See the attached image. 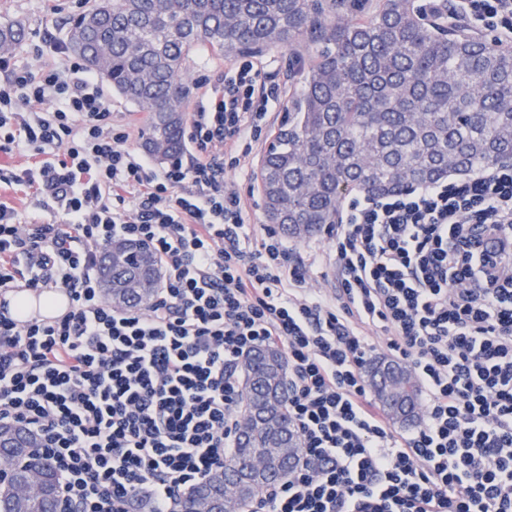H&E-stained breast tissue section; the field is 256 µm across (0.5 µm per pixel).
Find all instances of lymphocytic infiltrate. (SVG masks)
Listing matches in <instances>:
<instances>
[{
  "label": "lymphocytic infiltrate",
  "mask_w": 512,
  "mask_h": 512,
  "mask_svg": "<svg viewBox=\"0 0 512 512\" xmlns=\"http://www.w3.org/2000/svg\"><path fill=\"white\" fill-rule=\"evenodd\" d=\"M467 25L512 43V0H452ZM57 64L0 82L5 177L35 189L19 217L0 201V295L66 291L64 316L34 321L0 304V427L37 437L60 485L58 512H175L223 466L241 430L239 361L288 358V412L313 467L248 512H512V163L352 196L328 226L333 291L270 224L254 228L224 185L278 100L254 64L211 86L185 133L188 159L155 168L117 130L97 74L45 39ZM57 214L44 223L42 212ZM148 244L154 297L118 307L98 280L114 239ZM408 364L419 423L395 429L365 368Z\"/></svg>",
  "instance_id": "1"
}]
</instances>
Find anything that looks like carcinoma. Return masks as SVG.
I'll list each match as a JSON object with an SVG mask.
<instances>
[{
  "label": "carcinoma",
  "instance_id": "cac0c4a2",
  "mask_svg": "<svg viewBox=\"0 0 512 512\" xmlns=\"http://www.w3.org/2000/svg\"><path fill=\"white\" fill-rule=\"evenodd\" d=\"M69 23L72 52L112 92L146 113L142 147L167 161L182 146L192 94L188 62L203 46L234 58L306 44L302 89L258 172L268 223L305 240L336 223L353 190L372 195L512 161V48L467 35L452 14L428 16L416 0H88ZM26 37L0 15V54ZM152 252L115 242L100 275L113 302L138 306L158 284ZM244 399L259 422L241 433L224 466L177 500L178 512H246L270 484L312 462L288 413L287 360L263 348L240 362ZM400 391L370 370L382 406L402 424L419 387ZM22 429L0 430V512H57L58 475Z\"/></svg>",
  "mask_w": 512,
  "mask_h": 512
}]
</instances>
